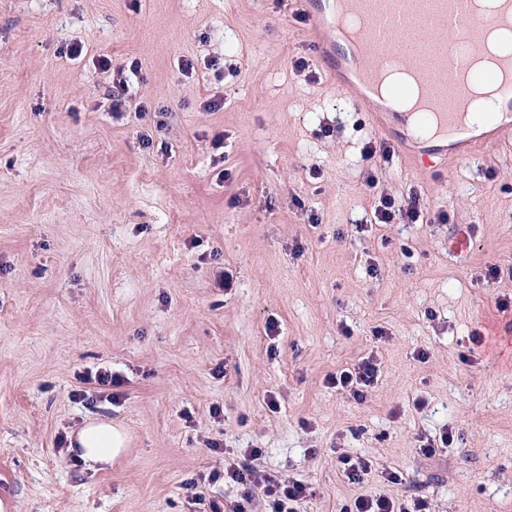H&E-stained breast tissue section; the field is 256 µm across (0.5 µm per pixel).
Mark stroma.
Here are the masks:
<instances>
[{
  "mask_svg": "<svg viewBox=\"0 0 512 512\" xmlns=\"http://www.w3.org/2000/svg\"><path fill=\"white\" fill-rule=\"evenodd\" d=\"M300 12L0 0L9 512H232L242 489L224 468L249 448L258 471L307 486L296 512L363 494L512 512V277L485 279L512 264V132L437 176L396 152L367 190L361 149L382 136L320 74ZM72 42L81 56L63 53ZM101 57L138 62L146 116L112 115ZM380 191L419 193L425 223H374ZM465 230L460 258L448 242ZM369 356L380 372L363 400L328 384ZM100 367L123 377L121 403L81 381ZM97 415L132 443L93 472L64 441ZM446 427L453 446L424 456L419 436ZM344 453L372 461L362 482L342 474Z\"/></svg>",
  "mask_w": 512,
  "mask_h": 512,
  "instance_id": "1",
  "label": "stroma"
}]
</instances>
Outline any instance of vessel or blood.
Masks as SVG:
<instances>
[{
    "mask_svg": "<svg viewBox=\"0 0 512 512\" xmlns=\"http://www.w3.org/2000/svg\"><path fill=\"white\" fill-rule=\"evenodd\" d=\"M370 2L368 15L369 37L358 40L357 49L346 48L338 20L345 15L358 13L363 2ZM471 0H307L306 13L312 23L311 47L322 62V70L336 87L350 89L358 85L361 92H368L380 77L379 61L370 52V43L389 46L411 23L419 21L460 39L471 38L465 27L470 17ZM410 61L432 57L436 62L434 79L446 83L449 68H465L469 60L468 47L449 49L446 40H423L406 49ZM484 79L491 84L512 82V53L502 55L484 72ZM371 116L385 137L394 140L399 147H406L412 137L408 127L433 126L445 132L457 127L459 113L449 111L444 94L433 93L422 98L416 112L406 114L388 112L372 107ZM501 141V128L496 120H482L476 134L453 141H436L423 148L425 166L437 167L448 158L461 159L469 156L478 145H495Z\"/></svg>",
    "mask_w": 512,
    "mask_h": 512,
    "instance_id": "vessel-or-blood-1",
    "label": "vessel or blood"
}]
</instances>
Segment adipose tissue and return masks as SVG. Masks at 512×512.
I'll list each match as a JSON object with an SVG mask.
<instances>
[{"instance_id":"adipose-tissue-1","label":"adipose tissue","mask_w":512,"mask_h":512,"mask_svg":"<svg viewBox=\"0 0 512 512\" xmlns=\"http://www.w3.org/2000/svg\"><path fill=\"white\" fill-rule=\"evenodd\" d=\"M129 443L125 428L104 416L86 419L70 436L71 452L93 471L110 466L124 454Z\"/></svg>"}]
</instances>
